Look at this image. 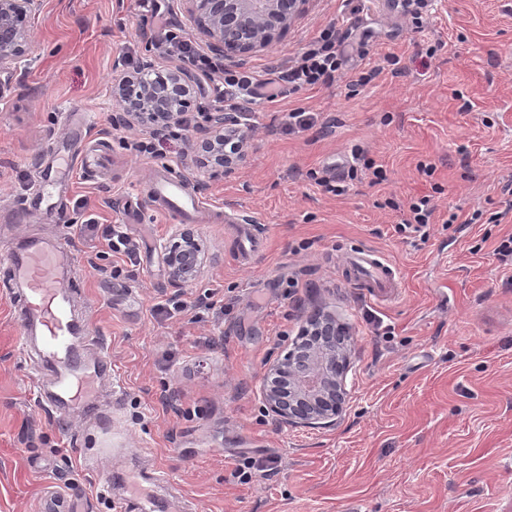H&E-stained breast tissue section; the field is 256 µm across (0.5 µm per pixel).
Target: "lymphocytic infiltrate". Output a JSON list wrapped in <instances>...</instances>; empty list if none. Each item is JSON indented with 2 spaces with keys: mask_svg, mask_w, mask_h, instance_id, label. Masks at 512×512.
<instances>
[{
  "mask_svg": "<svg viewBox=\"0 0 512 512\" xmlns=\"http://www.w3.org/2000/svg\"><path fill=\"white\" fill-rule=\"evenodd\" d=\"M344 37L335 26L322 29L299 53L292 65L273 71L271 77L258 72L225 68L216 58L200 53L174 32H167L164 48L186 69L209 80L208 95L222 103L225 111L242 112L258 101H276L283 92L323 85L333 80L344 62Z\"/></svg>",
  "mask_w": 512,
  "mask_h": 512,
  "instance_id": "obj_1",
  "label": "lymphocytic infiltrate"
}]
</instances>
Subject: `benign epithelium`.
<instances>
[{"label":"benign epithelium","mask_w":512,"mask_h":512,"mask_svg":"<svg viewBox=\"0 0 512 512\" xmlns=\"http://www.w3.org/2000/svg\"><path fill=\"white\" fill-rule=\"evenodd\" d=\"M40 0H0V89L15 75V64L24 52L26 19ZM196 28L220 56L245 55L263 50L282 39L309 0H187ZM148 62L139 73L112 90L121 102L122 123L161 133L187 117L191 79L180 71L148 73ZM204 124L191 144L197 168L214 178L239 166L245 151L224 154V138H245L239 120L224 112L203 113ZM171 280H194L204 261V251L189 228H179L164 244ZM347 333L336 314L319 306L305 315V325L292 347L270 362L260 396L272 418L291 428L326 429L336 425L347 397L346 372L350 353L337 337ZM288 383V396L272 384Z\"/></svg>","instance_id":"7a95c632"}]
</instances>
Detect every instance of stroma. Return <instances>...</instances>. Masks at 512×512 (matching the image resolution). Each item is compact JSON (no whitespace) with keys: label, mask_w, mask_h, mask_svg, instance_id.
I'll use <instances>...</instances> for the list:
<instances>
[{"label":"stroma","mask_w":512,"mask_h":512,"mask_svg":"<svg viewBox=\"0 0 512 512\" xmlns=\"http://www.w3.org/2000/svg\"><path fill=\"white\" fill-rule=\"evenodd\" d=\"M429 3L417 28L393 0H309L271 47L225 58L263 74L329 25L348 34L332 84L252 105L244 163L205 184L188 136L141 154L132 145L146 130L112 124V89L133 62L180 66L139 0H42L28 16L25 56L0 91V254L24 235L65 239L92 335L76 344L92 358L103 343L112 370L106 417L45 407L30 378L38 352L22 350V291L0 264V512L57 500L119 512L118 497L151 498L155 512H188L190 500L198 512H512V265L495 255L512 236V0ZM366 70L370 82L350 89ZM295 108L310 121L291 131ZM99 147L104 167L72 172L63 205L26 207L47 170L72 171V151ZM166 166L213 212L255 224L261 249L241 256L234 225L192 220L206 261L173 285L162 243L179 217L136 223L126 211ZM312 171L347 177L346 193ZM425 195L426 236L399 231ZM90 217L124 225L135 262L82 236ZM360 248L390 262L401 288H359L348 260ZM203 297L214 307L196 311ZM171 299L186 311L155 312ZM315 303L349 328L347 398L336 426L292 429L258 390ZM242 456L271 469L242 483ZM153 467L166 483L138 479Z\"/></svg>","instance_id":"obj_1"}]
</instances>
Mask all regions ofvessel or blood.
Listing matches in <instances>:
<instances>
[{
  "label": "vessel or blood",
  "instance_id": "obj_1",
  "mask_svg": "<svg viewBox=\"0 0 512 512\" xmlns=\"http://www.w3.org/2000/svg\"><path fill=\"white\" fill-rule=\"evenodd\" d=\"M150 209L195 216L206 212L207 204L175 172L167 170L155 180ZM67 248L61 240L28 239L11 250L5 263L26 290L20 319L38 329L42 365L53 373L46 394L49 406L95 414L100 407L99 379L109 370L111 357L101 350L93 362H86L73 344L74 336L87 332L88 327L70 315L72 291L60 274V256ZM352 264L359 284L372 294L400 284L396 269L371 251L355 252Z\"/></svg>",
  "mask_w": 512,
  "mask_h": 512
}]
</instances>
